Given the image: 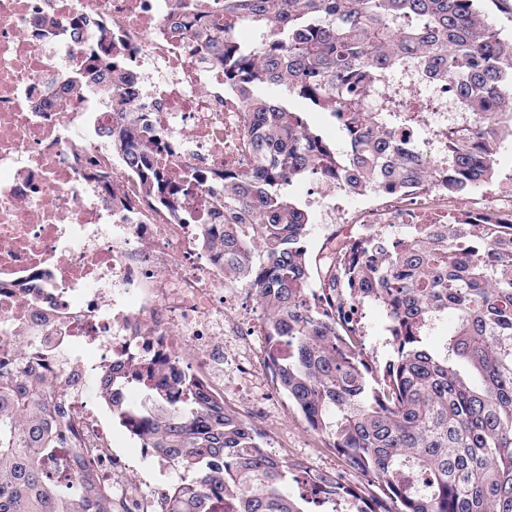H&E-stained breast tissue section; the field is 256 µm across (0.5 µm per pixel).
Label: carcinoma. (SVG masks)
Segmentation results:
<instances>
[{"instance_id":"1","label":"carcinoma","mask_w":512,"mask_h":512,"mask_svg":"<svg viewBox=\"0 0 512 512\" xmlns=\"http://www.w3.org/2000/svg\"><path fill=\"white\" fill-rule=\"evenodd\" d=\"M483 2L221 0L215 14L178 17L176 28L200 41L242 102L253 167L217 182L175 177L141 115L112 128V156L142 184L146 205L178 224L224 225L220 261L268 309L276 389L366 486L273 455L259 429L189 373L174 372L172 387L142 376L145 398L134 406L114 393L125 382L116 364L97 382L104 404L179 472L160 512H216L226 498L234 512H310L303 502L323 512H512V232L414 224L399 238L375 228L313 259L309 214L287 192L315 172L340 177L354 196L405 189L425 173L453 197L494 181L512 136V38ZM240 28L261 37L243 45ZM124 51L112 24L88 45L108 105H122L112 75ZM402 60L434 71L478 117L448 132L446 169L397 147L381 130L384 116L362 108L372 75ZM291 98L329 113L344 150L312 130ZM195 199L203 210L186 209ZM311 285L320 310L305 299ZM367 302L387 314L392 352L382 366L364 361L349 317ZM448 317L454 331L432 346ZM39 373L21 348L0 362V512H133L88 463L67 412L65 391L80 373L55 383Z\"/></svg>"}]
</instances>
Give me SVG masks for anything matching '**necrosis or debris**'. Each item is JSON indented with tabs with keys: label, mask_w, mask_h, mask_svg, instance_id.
Returning a JSON list of instances; mask_svg holds the SVG:
<instances>
[{
	"label": "necrosis or debris",
	"mask_w": 512,
	"mask_h": 512,
	"mask_svg": "<svg viewBox=\"0 0 512 512\" xmlns=\"http://www.w3.org/2000/svg\"><path fill=\"white\" fill-rule=\"evenodd\" d=\"M172 0H0V341L25 347L46 377L77 365L82 381L67 390L70 414L104 481L138 507L154 506L136 477H120L91 386L121 363L123 395L145 372H191L223 396L224 347L234 373L248 381L247 338L254 320L242 312L239 288L204 225L173 224L158 210L110 206L88 167L109 171L127 199L135 178L106 150L103 130L119 119L96 95L99 76L73 38V18L87 31L112 23L131 50L134 77L127 111L146 113L168 148L169 171L217 176L253 163L243 108L224 74L174 27ZM370 111L405 110L408 123L390 135L419 156L443 162L448 131L473 125L447 84L404 62L377 80ZM325 223L355 231L376 226L400 235L409 224H511L512 173L482 189L466 208L447 190L425 183L406 191L377 189L351 207L342 184L318 178L305 196Z\"/></svg>",
	"instance_id": "necrosis-or-debris-1"
}]
</instances>
